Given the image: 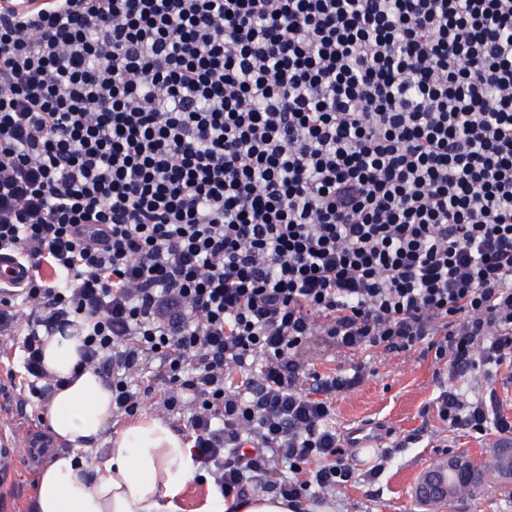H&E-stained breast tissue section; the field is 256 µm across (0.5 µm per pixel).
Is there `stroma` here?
<instances>
[{
  "instance_id": "1",
  "label": "stroma",
  "mask_w": 512,
  "mask_h": 512,
  "mask_svg": "<svg viewBox=\"0 0 512 512\" xmlns=\"http://www.w3.org/2000/svg\"><path fill=\"white\" fill-rule=\"evenodd\" d=\"M306 355L320 370L353 362L366 366L365 382L337 398L336 425L343 430L362 424L385 429L384 442L391 452L378 478L358 480L333 494L334 512H430L417 499L415 487L431 459L463 456L485 465L505 446L494 435L478 438L446 428L436 416L434 400L451 382L468 397L496 393L502 412L510 415L512 368L501 367L493 381L470 375L451 381L436 376L430 359L416 352L398 357L367 352L347 359L317 340ZM48 463V458L30 459L23 448H15L8 461V482L0 486V512H33L32 481ZM438 512H512V474L490 475Z\"/></svg>"
}]
</instances>
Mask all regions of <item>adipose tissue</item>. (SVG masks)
I'll return each mask as SVG.
<instances>
[{
    "mask_svg": "<svg viewBox=\"0 0 512 512\" xmlns=\"http://www.w3.org/2000/svg\"><path fill=\"white\" fill-rule=\"evenodd\" d=\"M81 339L71 330L44 339V363L64 387L51 396L48 422L57 441L71 444L44 468L34 512H183L180 498L195 473L188 442L163 420L145 414L110 433L112 392L102 375L81 365ZM105 444L96 467L74 449ZM197 512H293L281 497L241 500L211 493Z\"/></svg>",
    "mask_w": 512,
    "mask_h": 512,
    "instance_id": "1",
    "label": "adipose tissue"
}]
</instances>
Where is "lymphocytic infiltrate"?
<instances>
[{"label":"lymphocytic infiltrate","mask_w":512,"mask_h":512,"mask_svg":"<svg viewBox=\"0 0 512 512\" xmlns=\"http://www.w3.org/2000/svg\"><path fill=\"white\" fill-rule=\"evenodd\" d=\"M0 257L18 397L71 327L222 495L324 498L365 368L310 342L512 365V0H0ZM436 408L512 438L496 395ZM17 261L0 259V288L25 282L29 272L19 266Z\"/></svg>","instance_id":"f902f5d3"}]
</instances>
